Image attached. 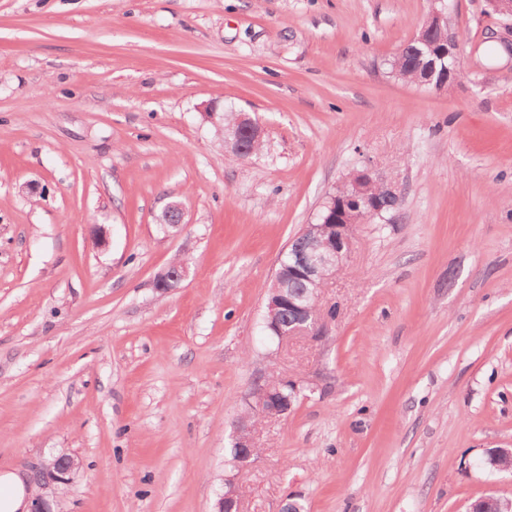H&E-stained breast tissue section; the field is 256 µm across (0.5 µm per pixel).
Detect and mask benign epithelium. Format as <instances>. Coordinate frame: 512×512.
<instances>
[{
	"label": "benign epithelium",
	"mask_w": 512,
	"mask_h": 512,
	"mask_svg": "<svg viewBox=\"0 0 512 512\" xmlns=\"http://www.w3.org/2000/svg\"><path fill=\"white\" fill-rule=\"evenodd\" d=\"M448 17L444 10L432 8L414 36L415 51L419 61L418 85L433 90H443L455 82L459 75V44L446 34ZM230 151L238 158L252 156V146L263 139L258 123L238 115L235 124L224 133ZM398 199L396 191L374 179L367 170L356 171L351 175V190H338L332 194L325 206L328 213L320 224H308L292 239L294 245L293 262L288 265V277L305 282L313 287L311 298L299 304L285 291L282 270L275 275L277 295L268 302V327L274 332L278 343L283 344L295 336H310L320 339L325 336L326 320L320 312L321 292L327 282L344 267L354 245L355 228L366 224L393 207ZM188 276L184 265L170 267L161 273L156 281L157 288L166 291L171 283L182 282ZM292 315L295 321L283 325L280 317ZM287 381L276 378L257 387L251 394L249 403L252 414L264 418L280 417L288 414L291 401L282 399L280 386ZM233 447L236 457L234 469L243 471L258 455L253 425L249 419L238 421ZM78 469L75 459L64 452L51 457L43 467L38 479L40 492L31 500L30 512H56L47 492L55 483L69 484ZM243 495L237 475L224 479V496L218 504V512H243Z\"/></svg>",
	"instance_id": "benign-epithelium-1"
}]
</instances>
